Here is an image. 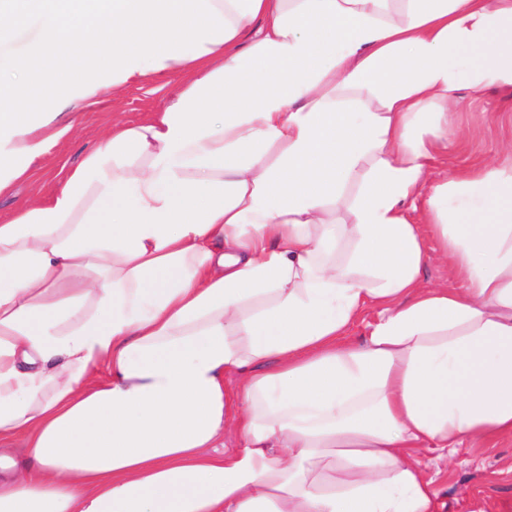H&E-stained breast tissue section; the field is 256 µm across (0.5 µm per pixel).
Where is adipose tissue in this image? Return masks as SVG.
<instances>
[{
    "label": "adipose tissue",
    "instance_id": "obj_1",
    "mask_svg": "<svg viewBox=\"0 0 512 512\" xmlns=\"http://www.w3.org/2000/svg\"><path fill=\"white\" fill-rule=\"evenodd\" d=\"M30 32L0 194L180 82L0 218V512H435L418 450L512 435V163L427 182L457 90L512 88V0H0ZM177 81L176 76H148L141 83L75 113L70 133L50 146L32 165L30 179L17 183L11 194L0 197V214H7L31 201L39 190L47 192L58 184L65 172L99 143L112 120L138 123L149 112L159 110ZM423 246L426 252V263L422 278L425 286L452 285L448 264L444 261L438 250L436 240L428 233L426 225H421Z\"/></svg>",
    "mask_w": 512,
    "mask_h": 512
}]
</instances>
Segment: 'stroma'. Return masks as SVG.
Returning <instances> with one entry per match:
<instances>
[{
    "label": "stroma",
    "mask_w": 512,
    "mask_h": 512,
    "mask_svg": "<svg viewBox=\"0 0 512 512\" xmlns=\"http://www.w3.org/2000/svg\"><path fill=\"white\" fill-rule=\"evenodd\" d=\"M176 82L173 76H149L76 113L70 133L32 165L29 180L17 183L11 194L0 197V214L58 184L65 172L99 143L112 121L138 123L159 110ZM457 99L448 125L461 136L452 151L435 154L431 160L429 180L433 183L453 174L456 168L502 158L504 144L512 138V89L475 91L464 87ZM418 458L438 494L439 512H512V436L491 447L463 444L447 459L425 448Z\"/></svg>",
    "instance_id": "stroma-1"
}]
</instances>
